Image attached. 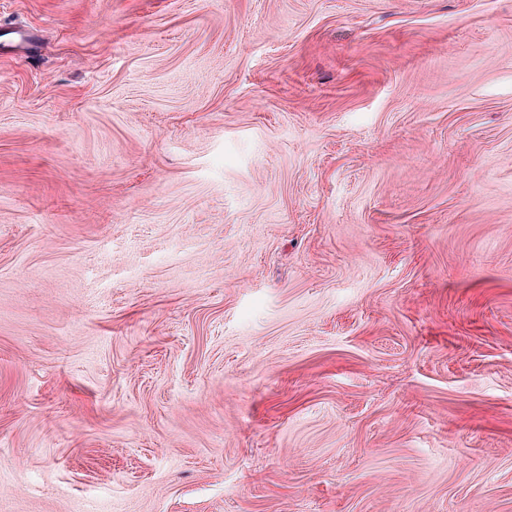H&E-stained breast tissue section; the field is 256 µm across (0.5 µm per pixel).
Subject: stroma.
Returning a JSON list of instances; mask_svg holds the SVG:
<instances>
[{"mask_svg":"<svg viewBox=\"0 0 512 512\" xmlns=\"http://www.w3.org/2000/svg\"><path fill=\"white\" fill-rule=\"evenodd\" d=\"M0 512H512V0H0Z\"/></svg>","mask_w":512,"mask_h":512,"instance_id":"stroma-1","label":"stroma"}]
</instances>
